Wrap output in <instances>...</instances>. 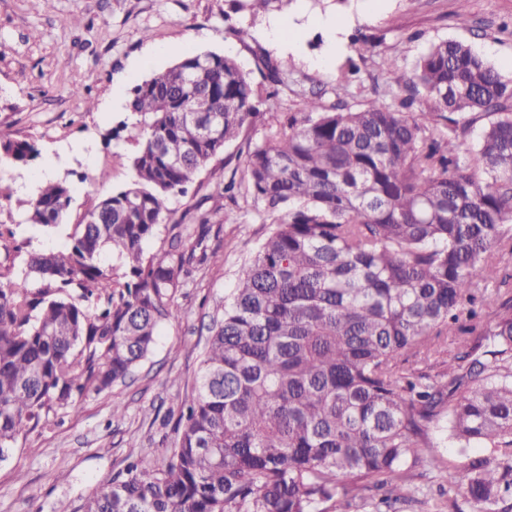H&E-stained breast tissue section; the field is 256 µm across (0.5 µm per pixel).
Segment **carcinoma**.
I'll list each match as a JSON object with an SVG mask.
<instances>
[{"instance_id": "carcinoma-1", "label": "carcinoma", "mask_w": 512, "mask_h": 512, "mask_svg": "<svg viewBox=\"0 0 512 512\" xmlns=\"http://www.w3.org/2000/svg\"><path fill=\"white\" fill-rule=\"evenodd\" d=\"M263 68L256 83L231 57L186 54L134 87L132 178L65 248L28 254L0 224V462L50 414L125 381L180 318L212 213L145 244L169 199L238 143L244 164L217 194L274 227L213 320L172 456L153 467L131 448L125 471L52 512H366L372 486L383 504L411 499L404 464L432 426L466 456L438 468L448 512L460 497L512 512V290L488 284L512 266V79L445 40L396 103L313 92L297 112H262L283 75ZM37 154L0 136V162ZM71 203V185L50 182L27 220L50 230Z\"/></svg>"}]
</instances>
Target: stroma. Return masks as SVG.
Here are the masks:
<instances>
[{
	"label": "stroma",
	"mask_w": 512,
	"mask_h": 512,
	"mask_svg": "<svg viewBox=\"0 0 512 512\" xmlns=\"http://www.w3.org/2000/svg\"><path fill=\"white\" fill-rule=\"evenodd\" d=\"M461 9L472 26L458 25ZM326 15L345 24L340 43L309 26V19ZM276 22L303 27L296 46L269 38ZM504 22L512 23V0H293L257 13L238 9L236 0H0V132L33 141L39 151L24 165L0 163V224L13 225L30 250L63 247L84 212L130 180L132 146L109 136L136 121L127 108L130 90L184 54L230 56L256 80L263 60L279 62L288 83L278 89L277 112L297 111L304 94L316 89L334 101L345 74L347 103L355 108L407 81L419 57L441 40L469 44L512 77V36L499 30ZM241 27L249 30L243 41L236 35ZM152 46L164 47V55L139 67ZM105 102L109 111H100ZM224 174L223 159H215L187 195L169 202L176 221L194 223L188 208L199 200L228 216L212 225L202 244L207 261L175 297L180 319L161 326L147 360L126 382L52 415L46 427L20 439L11 459L0 463V512H51L61 500L80 503L124 468L130 447L150 449L157 461L171 453L179 399L200 369L213 320L240 264L269 232L253 207L215 196ZM46 179H64L73 188L69 212L51 235L27 221ZM117 404L124 416H113ZM430 437L432 447L421 449L412 468L416 500L402 512H434L445 502L426 473L427 460L449 467L464 462L439 430Z\"/></svg>",
	"instance_id": "35a3bbf8"
}]
</instances>
